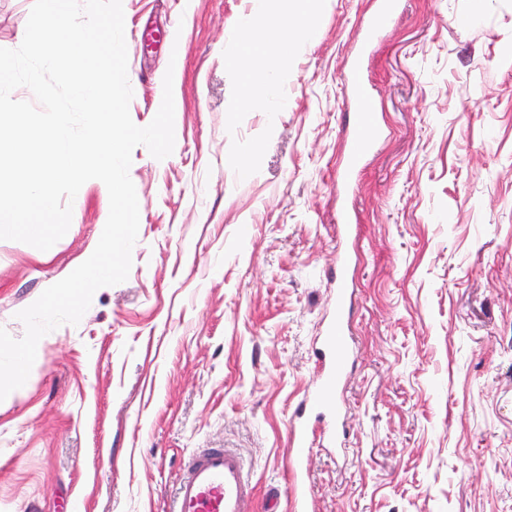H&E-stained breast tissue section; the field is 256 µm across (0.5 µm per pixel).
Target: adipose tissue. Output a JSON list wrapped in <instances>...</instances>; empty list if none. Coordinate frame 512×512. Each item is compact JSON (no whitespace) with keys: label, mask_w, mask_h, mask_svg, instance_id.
<instances>
[{"label":"adipose tissue","mask_w":512,"mask_h":512,"mask_svg":"<svg viewBox=\"0 0 512 512\" xmlns=\"http://www.w3.org/2000/svg\"><path fill=\"white\" fill-rule=\"evenodd\" d=\"M271 0H256L252 15L244 17L233 33L234 42L245 48L276 50L289 54L300 52L305 45L304 36L313 27L315 20L314 0H281L288 13L287 26L268 23ZM234 67L244 75L239 95L241 110L250 111L267 107L270 92L260 91L258 77L264 76L281 82L282 72L274 67L261 66L250 58L234 59Z\"/></svg>","instance_id":"adipose-tissue-1"}]
</instances>
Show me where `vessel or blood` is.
<instances>
[{
	"label": "vessel or blood",
	"mask_w": 512,
	"mask_h": 512,
	"mask_svg": "<svg viewBox=\"0 0 512 512\" xmlns=\"http://www.w3.org/2000/svg\"><path fill=\"white\" fill-rule=\"evenodd\" d=\"M398 0H379V5L365 33L373 39L395 19ZM343 80L354 104L348 122L353 134L346 150L348 163L340 179L351 184L354 173L380 132L373 114L375 103L366 91L360 59H353L343 70ZM350 255L340 249L334 275L336 298L330 319L315 351L320 363V379L314 390L302 401L290 421L292 450L289 464L296 474H304L314 438H321L327 448L341 447L345 422L336 415L337 392L348 379L347 357L350 351L348 335ZM253 487L244 460L232 448H199L188 458L177 485L173 512H252Z\"/></svg>",
	"instance_id": "vessel-or-blood-1"
}]
</instances>
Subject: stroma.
Segmentation results:
<instances>
[{"label": "stroma", "mask_w": 512, "mask_h": 512, "mask_svg": "<svg viewBox=\"0 0 512 512\" xmlns=\"http://www.w3.org/2000/svg\"><path fill=\"white\" fill-rule=\"evenodd\" d=\"M34 0H0L17 48ZM129 113L173 75L175 146L132 152V267L38 343L0 401V512H170L188 455L234 448L253 512H293L290 420L318 374L349 205L346 450L313 446V512H512V0H401L365 76L381 137L350 189L342 72L377 0H328L282 112L239 109L232 35L253 0H122ZM180 20L179 54L137 46ZM251 160L249 168L236 157ZM109 195L86 183L52 248L0 240V328L86 261Z\"/></svg>", "instance_id": "35a3bbf8"}]
</instances>
